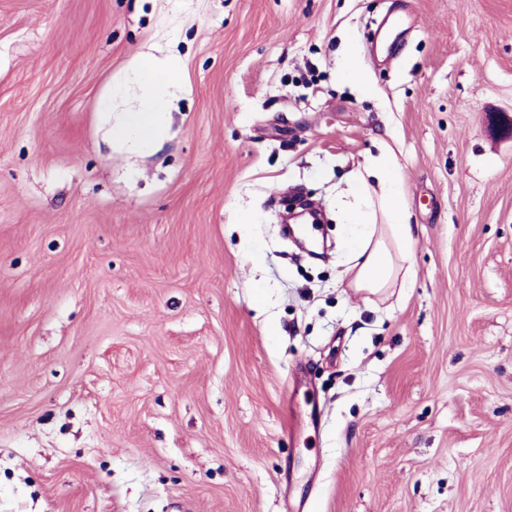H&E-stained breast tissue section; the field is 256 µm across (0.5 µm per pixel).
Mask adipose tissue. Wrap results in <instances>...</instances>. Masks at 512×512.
<instances>
[{
    "label": "adipose tissue",
    "instance_id": "1",
    "mask_svg": "<svg viewBox=\"0 0 512 512\" xmlns=\"http://www.w3.org/2000/svg\"><path fill=\"white\" fill-rule=\"evenodd\" d=\"M182 69L178 55L162 57L146 51L131 63L123 82L113 85V96L128 87L137 95L128 104L111 139L147 149L162 141L167 131L170 92ZM340 213L348 226L345 261L350 284L370 294L408 287L413 273L409 264L416 228L410 222L403 178L387 151L368 156L353 173Z\"/></svg>",
    "mask_w": 512,
    "mask_h": 512
}]
</instances>
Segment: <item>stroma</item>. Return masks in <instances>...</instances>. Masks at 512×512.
Returning a JSON list of instances; mask_svg holds the SVG:
<instances>
[{
    "instance_id": "obj_1",
    "label": "stroma",
    "mask_w": 512,
    "mask_h": 512,
    "mask_svg": "<svg viewBox=\"0 0 512 512\" xmlns=\"http://www.w3.org/2000/svg\"><path fill=\"white\" fill-rule=\"evenodd\" d=\"M150 47L145 152L99 103ZM382 145L374 297L338 202ZM0 512H512V0H0ZM181 69V59L176 54L159 57L146 51L133 60L125 80L112 85V97L103 105V112H111L112 98L123 96L128 85L138 91L123 112L121 121L111 127L113 142L132 143L143 150L164 139L171 106L170 88ZM345 196L340 213L348 225L345 273L352 276L351 287L374 295L408 288L416 227L410 224L403 178L392 155L384 150L369 155L362 170L353 173Z\"/></svg>"
}]
</instances>
